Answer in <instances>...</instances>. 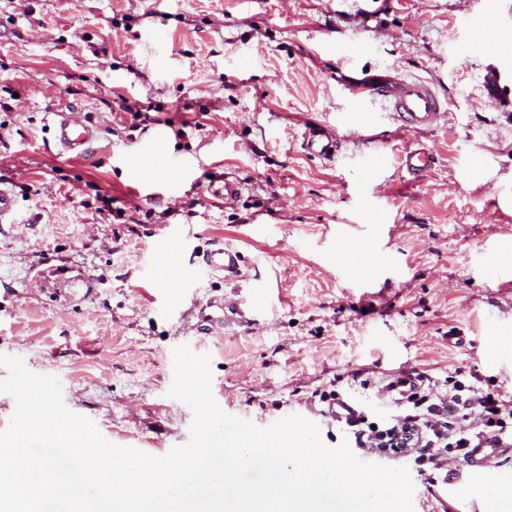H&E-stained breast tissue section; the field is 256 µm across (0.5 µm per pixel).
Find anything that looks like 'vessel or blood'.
Here are the masks:
<instances>
[{"instance_id": "b4317fda", "label": "vessel or blood", "mask_w": 512, "mask_h": 512, "mask_svg": "<svg viewBox=\"0 0 512 512\" xmlns=\"http://www.w3.org/2000/svg\"><path fill=\"white\" fill-rule=\"evenodd\" d=\"M506 71L498 65L490 66L483 76L484 95L487 100L499 98ZM370 99H381L387 111L398 118L402 127L410 131L428 130L437 126L444 116V102L437 92L421 80L408 78L384 79L368 84ZM382 114L375 112L368 104L351 97L350 107L342 113L336 125L318 126L306 129L303 134V146L310 153L323 159L333 158L337 148V130L341 127L368 128L378 123ZM53 137L61 155L67 158L85 156L92 143L97 139L99 128L89 118L77 110L55 113L51 122ZM403 164L413 175L431 171L433 157L419 148L407 149ZM240 254L228 246H215L203 255L204 265L214 272L224 274L237 273ZM32 282L37 286L54 283L64 288H92L93 282L85 271L77 270L73 265H52L37 270ZM265 308L261 301L247 302L242 298L228 297L216 304L213 313L205 315V322L210 325L227 326L233 323L252 326L259 316L264 315ZM512 454V449L502 446L480 445L471 449L465 463V473H458L456 468H449L444 481L442 493L446 498H454L455 484L458 476H466L468 482L480 484L486 482L490 470L499 466L501 458Z\"/></svg>"}]
</instances>
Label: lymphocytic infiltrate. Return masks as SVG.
Segmentation results:
<instances>
[{
  "label": "lymphocytic infiltrate",
  "instance_id": "lymphocytic-infiltrate-1",
  "mask_svg": "<svg viewBox=\"0 0 512 512\" xmlns=\"http://www.w3.org/2000/svg\"><path fill=\"white\" fill-rule=\"evenodd\" d=\"M384 387L392 406L385 423L371 421L363 409L340 418L355 447L388 459L412 458L422 470H441L448 449L464 456L484 440L512 445V406L494 393L453 377L440 385L417 371L386 380ZM463 412L473 415L474 423L461 425Z\"/></svg>",
  "mask_w": 512,
  "mask_h": 512
}]
</instances>
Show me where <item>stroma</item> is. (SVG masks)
I'll list each match as a JSON object with an SVG mask.
<instances>
[{
  "label": "stroma",
  "mask_w": 512,
  "mask_h": 512,
  "mask_svg": "<svg viewBox=\"0 0 512 512\" xmlns=\"http://www.w3.org/2000/svg\"><path fill=\"white\" fill-rule=\"evenodd\" d=\"M485 0H0V180L17 221L0 226V354L64 381L65 403L120 447L161 457L187 443L192 412L168 397L173 351L211 357L226 413L265 428L298 414L323 443L346 432L322 416L336 390L378 419L376 389L353 385L399 367L461 380L512 400L499 350L512 351V287L493 257L512 248V82L494 102L482 78L512 27L467 29ZM167 40L155 46L153 30ZM356 43L352 62L329 46ZM462 42L474 43L466 57ZM372 75L430 82L446 101L439 127L412 132L392 117L342 129L333 160L307 153L306 127L335 123L347 86ZM82 108L101 126L89 154L58 156L50 115ZM156 140L193 161L170 196L168 177L131 187ZM433 152L419 179L398 155ZM385 151L369 183L359 164ZM244 190L233 203L214 180ZM380 222L387 264L368 253ZM183 228L169 275L159 239ZM240 253L227 277L201 265L210 244ZM64 253L95 278L88 299L50 288L21 295L44 254ZM267 284L260 327L190 328L209 300Z\"/></svg>",
  "instance_id": "obj_1"
}]
</instances>
